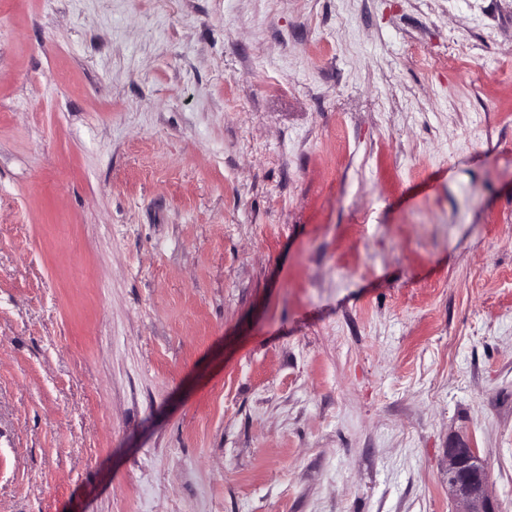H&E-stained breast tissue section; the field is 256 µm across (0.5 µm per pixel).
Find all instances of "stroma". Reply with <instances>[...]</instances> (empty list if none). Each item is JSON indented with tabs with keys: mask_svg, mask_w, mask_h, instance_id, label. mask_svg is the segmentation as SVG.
<instances>
[{
	"mask_svg": "<svg viewBox=\"0 0 512 512\" xmlns=\"http://www.w3.org/2000/svg\"><path fill=\"white\" fill-rule=\"evenodd\" d=\"M460 436L512 512V0H0V512H455Z\"/></svg>",
	"mask_w": 512,
	"mask_h": 512,
	"instance_id": "1",
	"label": "stroma"
}]
</instances>
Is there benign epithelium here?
<instances>
[{
    "mask_svg": "<svg viewBox=\"0 0 512 512\" xmlns=\"http://www.w3.org/2000/svg\"><path fill=\"white\" fill-rule=\"evenodd\" d=\"M448 493L461 509L458 512H498L489 493L487 464L465 440L457 439L446 450Z\"/></svg>",
    "mask_w": 512,
    "mask_h": 512,
    "instance_id": "7a95c632",
    "label": "benign epithelium"
}]
</instances>
